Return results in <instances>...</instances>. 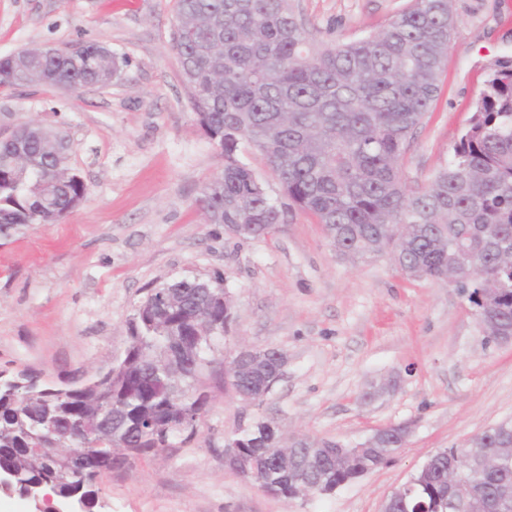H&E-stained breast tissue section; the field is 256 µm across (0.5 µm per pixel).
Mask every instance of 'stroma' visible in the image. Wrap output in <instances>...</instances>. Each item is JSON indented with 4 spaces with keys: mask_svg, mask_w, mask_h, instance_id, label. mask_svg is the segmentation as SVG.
Instances as JSON below:
<instances>
[{
    "mask_svg": "<svg viewBox=\"0 0 512 512\" xmlns=\"http://www.w3.org/2000/svg\"><path fill=\"white\" fill-rule=\"evenodd\" d=\"M412 0H293L316 43L386 26ZM176 0H0V58L27 47L107 45L122 63L106 87H0V129L38 123L66 134L87 197L55 224L0 238V372L62 387L107 372L129 344L147 291L220 280L234 318L198 383L207 412L184 444L129 456L98 481L99 512H381L442 448L512 420V344L485 342L466 297L400 274L388 257L341 260L299 209L269 236L240 239L199 204L224 155L197 123L169 42ZM440 93L401 165L410 190L447 166L489 72L512 63V0H454ZM275 348L288 364L264 402L224 384L236 345ZM275 421L350 444L376 428L410 435L391 462L336 491L290 502L224 464L229 438Z\"/></svg>",
    "mask_w": 512,
    "mask_h": 512,
    "instance_id": "obj_1",
    "label": "stroma"
}]
</instances>
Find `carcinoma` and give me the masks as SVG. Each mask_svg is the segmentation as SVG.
Returning a JSON list of instances; mask_svg holds the SVG:
<instances>
[{"label": "carcinoma", "instance_id": "1", "mask_svg": "<svg viewBox=\"0 0 512 512\" xmlns=\"http://www.w3.org/2000/svg\"><path fill=\"white\" fill-rule=\"evenodd\" d=\"M453 0H413L382 30L348 43L317 48L290 0H177L170 45L192 110L208 137L224 143V172L202 194L206 223L235 225L244 238H261L286 222L295 206L322 224L336 253L355 262L397 254L396 269L443 279L451 262H469L467 298L482 311L480 333L512 336V67L492 71L474 103L452 159L422 193L402 178L405 145L435 100L455 27ZM18 67L0 58V86L105 87L120 75L112 50L100 42L61 48L48 56L25 49ZM57 132L25 141L27 161L0 141V237L29 224H55L87 195L83 178L54 149ZM258 150L276 173L272 196L238 155L241 142ZM181 279L150 290L135 310L134 344L101 378L66 390L40 376L3 378L0 385V469L19 488L43 485L61 497L78 491L94 507L97 478L120 469L129 455L171 448L194 436L182 428L183 403L173 390L195 392L211 363V343L199 358L172 372L155 362L176 328H188L192 310L219 283ZM181 288L183 304L167 291ZM213 334L224 332V305L208 312ZM95 443L80 472L65 452L81 431ZM394 451L404 426L377 430ZM273 433L245 431L243 450L273 461ZM448 449L434 453L431 476L414 486L404 512H459L448 493ZM358 459L328 464L311 479L346 485L383 464ZM512 484V471L490 470L484 490Z\"/></svg>", "mask_w": 512, "mask_h": 512}]
</instances>
